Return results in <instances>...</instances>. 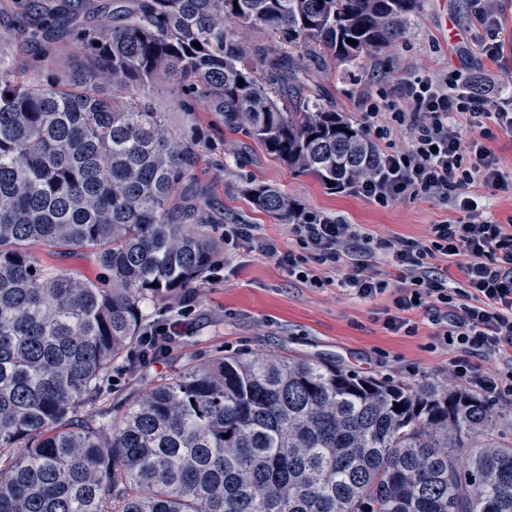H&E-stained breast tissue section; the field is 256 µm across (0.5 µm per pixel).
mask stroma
I'll return each instance as SVG.
<instances>
[{
  "label": "stroma",
  "instance_id": "1",
  "mask_svg": "<svg viewBox=\"0 0 512 512\" xmlns=\"http://www.w3.org/2000/svg\"><path fill=\"white\" fill-rule=\"evenodd\" d=\"M491 2L501 19L499 38L505 47L497 62L474 44L467 0H419L406 34L393 47L366 56L358 69L330 63L314 67L308 95L332 102L360 123L367 106L390 111L403 77L489 76L499 98H511L512 0ZM0 64L19 77L38 71L63 79L81 67L82 59L71 32L54 34L36 47L19 41L12 0H0ZM152 96L177 134L200 136L193 185L212 206L207 231L216 242H223L225 225L258 224L280 250L294 248L287 220L250 204L245 189L253 182L283 190L305 210L361 225L378 237L421 240L430 225L456 215L452 206L432 196L401 198L383 207L351 189H326L317 178L294 173L258 143L224 127L205 103H198L196 111H182L181 88L174 81H159ZM193 293L192 310L182 318L181 340L162 360L138 365L133 374L123 371V359H116L97 407L121 417L155 381L232 354L327 359L361 375L415 384L457 382L449 352L438 344L425 313L410 315L415 334L386 328L385 319L394 310L392 293L364 300L333 287L314 288L244 247L231 252L219 280L204 278Z\"/></svg>",
  "mask_w": 512,
  "mask_h": 512
}]
</instances>
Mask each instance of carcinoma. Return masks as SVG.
<instances>
[{
	"label": "carcinoma",
	"instance_id": "1",
	"mask_svg": "<svg viewBox=\"0 0 512 512\" xmlns=\"http://www.w3.org/2000/svg\"><path fill=\"white\" fill-rule=\"evenodd\" d=\"M19 2L34 39L67 13ZM417 2L111 0L127 19L82 29L73 78L0 69V512H512V444L462 386L224 355L158 381L118 420L92 408L144 304L192 287L216 252L192 190L197 144L170 130L155 81L347 189L377 156L362 125L300 96L309 62L360 66L405 34ZM257 26L268 45L245 41ZM246 194L271 216L302 211L268 185ZM35 244L88 250L100 276L44 266Z\"/></svg>",
	"mask_w": 512,
	"mask_h": 512
}]
</instances>
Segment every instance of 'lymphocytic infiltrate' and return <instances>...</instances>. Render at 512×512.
Instances as JSON below:
<instances>
[{
  "instance_id": "lymphocytic-infiltrate-1",
  "label": "lymphocytic infiltrate",
  "mask_w": 512,
  "mask_h": 512,
  "mask_svg": "<svg viewBox=\"0 0 512 512\" xmlns=\"http://www.w3.org/2000/svg\"><path fill=\"white\" fill-rule=\"evenodd\" d=\"M491 87L480 77L455 83L433 76L405 79L394 104L391 126L378 123V110L366 122L385 145L377 154V176L357 190L380 205L403 197L436 196L461 211L458 219L430 225L426 239L377 237L358 224L310 214L289 225L297 248L280 252L259 225L233 224L224 243L251 250L285 266L290 275L315 287L336 285L362 299L392 291L395 312L385 325L415 333L407 312L425 310L441 344L454 354L452 367L462 381L490 398L512 395V225L485 216L473 189L503 186L512 172L500 165L489 143L512 133V113L494 109ZM409 136L406 146L393 130ZM456 260L461 279L435 260ZM388 262L395 280L381 278L377 261ZM496 360L492 372L482 363Z\"/></svg>"
}]
</instances>
